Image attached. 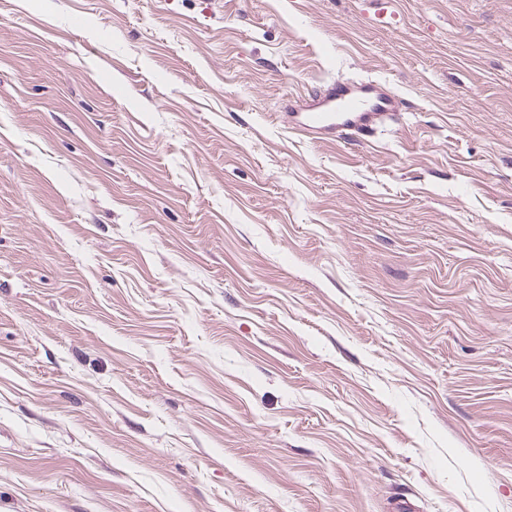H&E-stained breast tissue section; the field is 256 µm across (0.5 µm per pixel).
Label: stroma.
<instances>
[{
    "instance_id": "35a3bbf8",
    "label": "stroma",
    "mask_w": 512,
    "mask_h": 512,
    "mask_svg": "<svg viewBox=\"0 0 512 512\" xmlns=\"http://www.w3.org/2000/svg\"><path fill=\"white\" fill-rule=\"evenodd\" d=\"M374 11L0 0V512H512V0ZM401 99L371 80H333L316 87L306 98L288 100L282 114L288 127L314 142L348 137L372 139L387 122L400 116Z\"/></svg>"
}]
</instances>
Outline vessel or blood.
<instances>
[{
  "label": "vessel or blood",
  "instance_id": "1",
  "mask_svg": "<svg viewBox=\"0 0 512 512\" xmlns=\"http://www.w3.org/2000/svg\"><path fill=\"white\" fill-rule=\"evenodd\" d=\"M401 106L398 96L374 81L333 80L316 87L307 97L290 100L286 118L290 129L315 142L348 137L367 141L398 117Z\"/></svg>",
  "mask_w": 512,
  "mask_h": 512
}]
</instances>
